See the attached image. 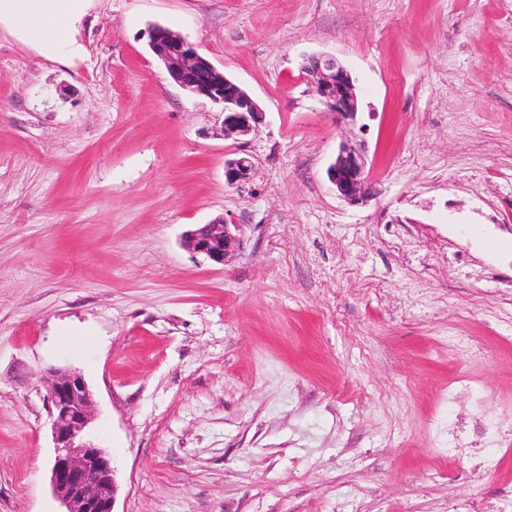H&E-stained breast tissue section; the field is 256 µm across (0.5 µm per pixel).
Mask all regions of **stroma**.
Listing matches in <instances>:
<instances>
[{
  "instance_id": "1",
  "label": "stroma",
  "mask_w": 512,
  "mask_h": 512,
  "mask_svg": "<svg viewBox=\"0 0 512 512\" xmlns=\"http://www.w3.org/2000/svg\"><path fill=\"white\" fill-rule=\"evenodd\" d=\"M156 24L265 123L217 136ZM307 54L350 70L356 123ZM218 216L223 265L182 244ZM54 367L92 392L115 512H512V0H85L48 56L1 23L0 512H60ZM304 71L311 77L313 91L337 122H354L359 113L356 87L350 72L334 56L310 54ZM326 173L336 193L345 201L357 204L368 196L367 159L360 149L341 143ZM252 167L246 164L244 158H230L224 161V180L228 185L241 187L249 182Z\"/></svg>"
}]
</instances>
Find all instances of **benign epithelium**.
I'll return each mask as SVG.
<instances>
[{
  "label": "benign epithelium",
  "mask_w": 512,
  "mask_h": 512,
  "mask_svg": "<svg viewBox=\"0 0 512 512\" xmlns=\"http://www.w3.org/2000/svg\"><path fill=\"white\" fill-rule=\"evenodd\" d=\"M149 48L164 65L170 81L181 89L209 99L220 107V135L241 140L266 120V112L235 80L224 75L184 36L155 25ZM304 71L313 91L338 122H354L359 113L350 72L334 56L310 54ZM252 167L243 158L224 161V180L240 187L249 182ZM327 178L344 200L357 204L369 194L367 159L363 151L341 143ZM232 223L219 216L186 232L184 246L219 265L239 248ZM46 400L53 418L55 453L50 463V486L63 512H114L116 484L112 456L87 439L93 420V398L82 375L67 368L50 370Z\"/></svg>",
  "instance_id": "obj_1"
}]
</instances>
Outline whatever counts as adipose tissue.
Returning a JSON list of instances; mask_svg holds the SVG:
<instances>
[{"mask_svg":"<svg viewBox=\"0 0 512 512\" xmlns=\"http://www.w3.org/2000/svg\"><path fill=\"white\" fill-rule=\"evenodd\" d=\"M82 0H0L7 20L30 44L45 49L69 43Z\"/></svg>","mask_w":512,"mask_h":512,"instance_id":"obj_1","label":"adipose tissue"}]
</instances>
